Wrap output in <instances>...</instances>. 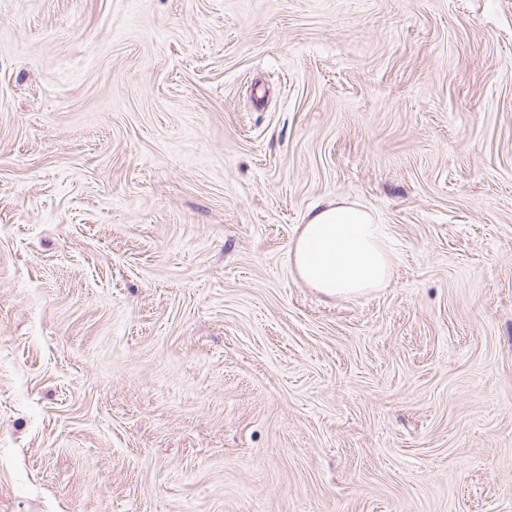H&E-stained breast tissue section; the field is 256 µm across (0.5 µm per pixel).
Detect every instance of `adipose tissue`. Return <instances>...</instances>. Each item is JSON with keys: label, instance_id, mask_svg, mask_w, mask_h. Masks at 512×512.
<instances>
[{"label": "adipose tissue", "instance_id": "adipose-tissue-1", "mask_svg": "<svg viewBox=\"0 0 512 512\" xmlns=\"http://www.w3.org/2000/svg\"><path fill=\"white\" fill-rule=\"evenodd\" d=\"M288 260L303 284L329 297L383 287L393 273V249L383 224L371 211L344 200L310 215Z\"/></svg>", "mask_w": 512, "mask_h": 512}]
</instances>
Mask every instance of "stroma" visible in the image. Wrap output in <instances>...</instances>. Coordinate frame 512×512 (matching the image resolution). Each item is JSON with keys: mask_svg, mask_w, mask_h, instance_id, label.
I'll use <instances>...</instances> for the list:
<instances>
[{"mask_svg": "<svg viewBox=\"0 0 512 512\" xmlns=\"http://www.w3.org/2000/svg\"><path fill=\"white\" fill-rule=\"evenodd\" d=\"M0 512H512V0H0ZM288 261L306 286L329 297L381 288L393 273V249L384 224L366 208L329 202L302 224Z\"/></svg>", "mask_w": 512, "mask_h": 512, "instance_id": "stroma-1", "label": "stroma"}]
</instances>
